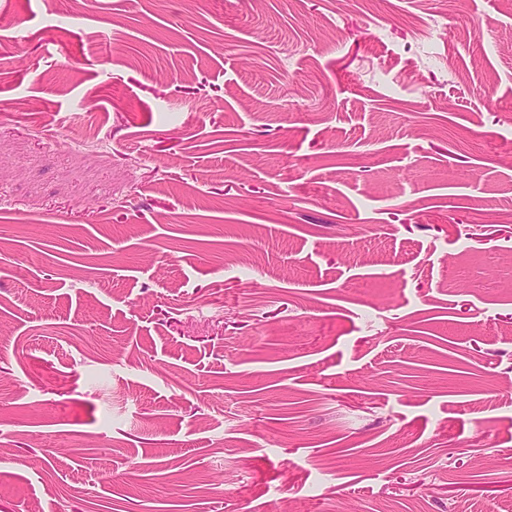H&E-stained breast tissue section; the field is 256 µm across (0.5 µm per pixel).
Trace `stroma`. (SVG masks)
<instances>
[{
    "instance_id": "35a3bbf8",
    "label": "stroma",
    "mask_w": 512,
    "mask_h": 512,
    "mask_svg": "<svg viewBox=\"0 0 512 512\" xmlns=\"http://www.w3.org/2000/svg\"><path fill=\"white\" fill-rule=\"evenodd\" d=\"M0 20V512H512V0Z\"/></svg>"
}]
</instances>
